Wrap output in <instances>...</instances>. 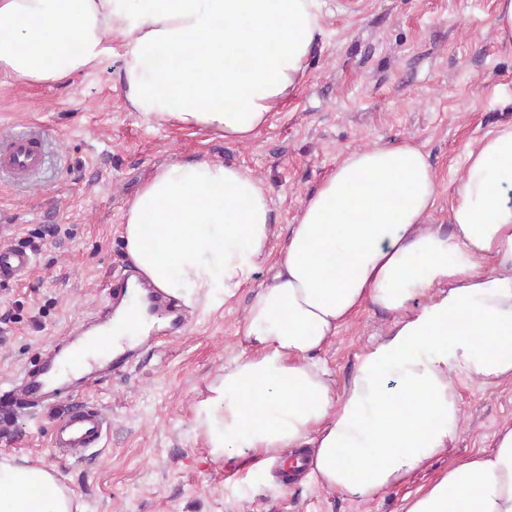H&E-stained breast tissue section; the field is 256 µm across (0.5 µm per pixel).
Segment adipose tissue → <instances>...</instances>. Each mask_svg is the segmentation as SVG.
Wrapping results in <instances>:
<instances>
[{"label": "adipose tissue", "mask_w": 512, "mask_h": 512, "mask_svg": "<svg viewBox=\"0 0 512 512\" xmlns=\"http://www.w3.org/2000/svg\"><path fill=\"white\" fill-rule=\"evenodd\" d=\"M324 0H0V72L51 85L115 63L128 111L251 141L305 85ZM447 225L413 142L344 152L273 251L270 194L247 168L161 166L126 204L138 279L204 318L254 289L244 350L191 409L211 460L302 454L305 477L367 501L461 431L460 385L512 381V124L465 151ZM390 314L337 386L320 351L362 310ZM403 512H512V424ZM0 512H82L54 469L0 456Z\"/></svg>", "instance_id": "obj_1"}]
</instances>
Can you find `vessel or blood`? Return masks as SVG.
<instances>
[{"label": "vessel or blood", "instance_id": "vessel-or-blood-1", "mask_svg": "<svg viewBox=\"0 0 512 512\" xmlns=\"http://www.w3.org/2000/svg\"><path fill=\"white\" fill-rule=\"evenodd\" d=\"M41 141L36 132L1 137L0 171L20 181L28 179L42 166ZM31 265L32 257L26 249L0 250L1 278L24 276ZM112 312V306L105 307L93 319V326L99 327L100 332L92 340H85L84 330H77L66 341L50 348L39 370L20 372L15 393L22 408L40 409L51 400L88 387L111 370L116 339L106 325ZM109 425L100 409L86 404L72 405L55 425L53 445L75 458H83L89 449L101 445Z\"/></svg>", "mask_w": 512, "mask_h": 512}]
</instances>
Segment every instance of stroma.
<instances>
[{
	"instance_id": "stroma-1",
	"label": "stroma",
	"mask_w": 512,
	"mask_h": 512,
	"mask_svg": "<svg viewBox=\"0 0 512 512\" xmlns=\"http://www.w3.org/2000/svg\"><path fill=\"white\" fill-rule=\"evenodd\" d=\"M496 0H326L325 38L306 84L250 142L143 123L123 105L107 70L53 86L0 74V135L40 128L46 160L36 176L0 178V248L23 246L32 267L0 281V394L54 342L79 327L132 276L121 241L127 199L163 164L200 157L246 167L270 190L280 248L303 199L344 151L408 140L437 182L434 224L448 221L464 174V149L512 123V43L496 38ZM243 289L206 319L155 332L153 353L81 393L110 418L100 458L77 462L51 448L70 406L0 417V455L53 468L86 512H401L403 499L456 462L490 450L512 423V382L462 390L463 423L451 448L408 483L364 501L263 468L212 461L191 430V408L233 354ZM388 315L367 309L320 353L337 385Z\"/></svg>"
}]
</instances>
